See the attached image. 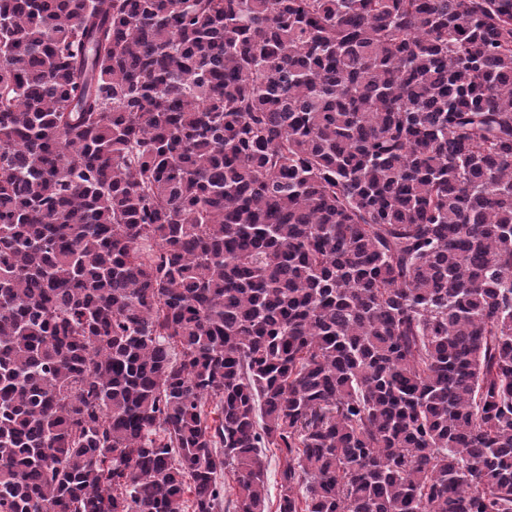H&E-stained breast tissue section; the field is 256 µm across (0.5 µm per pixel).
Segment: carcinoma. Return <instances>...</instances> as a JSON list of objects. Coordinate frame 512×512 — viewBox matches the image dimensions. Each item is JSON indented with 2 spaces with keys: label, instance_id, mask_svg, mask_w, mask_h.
Masks as SVG:
<instances>
[{
  "label": "carcinoma",
  "instance_id": "carcinoma-1",
  "mask_svg": "<svg viewBox=\"0 0 512 512\" xmlns=\"http://www.w3.org/2000/svg\"><path fill=\"white\" fill-rule=\"evenodd\" d=\"M188 501L512 512V0H0V512Z\"/></svg>",
  "mask_w": 512,
  "mask_h": 512
}]
</instances>
